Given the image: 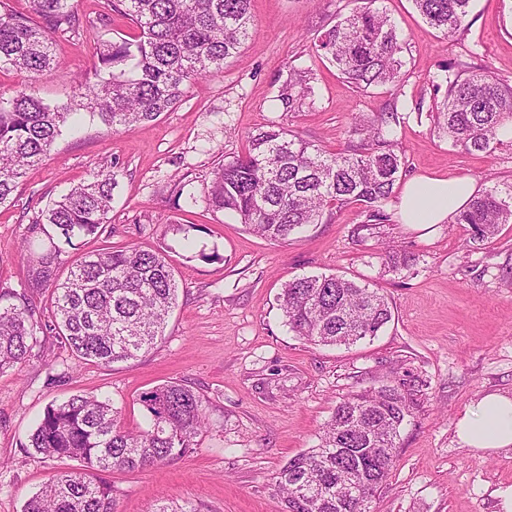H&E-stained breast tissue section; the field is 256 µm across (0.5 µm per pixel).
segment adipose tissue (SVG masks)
Instances as JSON below:
<instances>
[{
	"label": "adipose tissue",
	"mask_w": 512,
	"mask_h": 512,
	"mask_svg": "<svg viewBox=\"0 0 512 512\" xmlns=\"http://www.w3.org/2000/svg\"><path fill=\"white\" fill-rule=\"evenodd\" d=\"M475 194L467 177L419 176L404 187L397 213L404 224H440L461 210ZM456 436L471 450L489 453L512 447V397L488 393L456 422Z\"/></svg>",
	"instance_id": "1"
}]
</instances>
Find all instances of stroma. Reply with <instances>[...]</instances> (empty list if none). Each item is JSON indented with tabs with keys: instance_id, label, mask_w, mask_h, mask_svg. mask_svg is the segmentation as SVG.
<instances>
[{
	"instance_id": "stroma-1",
	"label": "stroma",
	"mask_w": 512,
	"mask_h": 512,
	"mask_svg": "<svg viewBox=\"0 0 512 512\" xmlns=\"http://www.w3.org/2000/svg\"><path fill=\"white\" fill-rule=\"evenodd\" d=\"M76 5L88 28L53 42L59 68L74 75L90 69L100 41L137 32L120 15L103 18L104 0ZM378 6L407 42L403 84L357 92L315 52L314 38L348 16L352 0H251V35L222 70L193 81L171 111L131 131L93 123L62 136L0 206V288L20 292L34 211L99 170L115 171L111 232L82 239L64 266L107 247L164 250L178 284L162 338L138 359L80 361L50 337L21 367L0 372V512H22L69 466L27 446L51 402L103 395L135 428L145 423L141 395L167 382L203 396L208 424L174 461L112 471L115 512H155L163 498L198 512H286L280 469L318 444L337 403L393 375L411 383L413 404L371 512H498L495 492L512 484V447L478 454L459 444L455 423L482 395L512 396V224L470 246L465 225L414 226L393 216L384 240L417 264L391 273L376 250L351 238L363 205L335 209L284 243L249 233L206 203L212 170L243 150L248 132L283 118L304 140L336 151L356 114L392 107L404 178L467 176L480 193L512 183V147L468 154L439 137L430 116L442 99L433 84L448 64L487 67L512 81V0H473L465 31L453 37L430 26L412 0ZM292 66L313 73L315 102L286 118L278 95ZM23 87L52 103L73 95L52 72L33 83L0 72V90ZM178 224L189 233L175 232ZM321 273L381 289L392 319L378 336L324 347L289 331L278 302L283 284ZM57 374L62 382L48 384Z\"/></svg>"
}]
</instances>
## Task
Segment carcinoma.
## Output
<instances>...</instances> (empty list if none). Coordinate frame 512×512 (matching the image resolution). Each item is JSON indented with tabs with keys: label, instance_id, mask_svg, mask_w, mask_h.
<instances>
[{
	"label": "carcinoma",
	"instance_id": "carcinoma-1",
	"mask_svg": "<svg viewBox=\"0 0 512 512\" xmlns=\"http://www.w3.org/2000/svg\"><path fill=\"white\" fill-rule=\"evenodd\" d=\"M251 0H105L128 18L133 39L105 41L91 72L72 77L53 63L56 34L76 35L82 21L74 0H29L30 13L0 10V70L34 80L48 71L72 84L75 100L52 104L24 90L0 92V205L20 179L50 152L62 129L83 110L114 131L157 119L180 101L191 80L224 67L250 30ZM362 5L314 42L315 50L358 91L403 81L406 42L388 15ZM432 26L453 36L465 30L471 0H413ZM447 90L431 115L438 133L470 154L512 145V84L491 71L448 64ZM311 72L289 69L279 95L283 112L314 103ZM396 112L361 116L348 130L345 150L331 152L273 122L250 133L244 150L212 172L206 201L232 212L253 234L273 241L346 204L366 207L353 238L367 244L390 222L384 205L403 174L389 138ZM116 174L102 170L72 186L32 216L24 238L28 289H0V371L33 355L38 334H54L79 359L102 365L126 362L153 348L176 303L174 270L160 250L135 247L84 253L59 276L63 246L105 232ZM468 226L469 243L493 239L512 224V185L493 187L453 215ZM49 246L33 250L40 237ZM392 272L410 267L409 255L386 248ZM51 291L53 319L42 322L28 290ZM280 309L299 338L322 346L352 345L377 335L392 318L377 288L336 275H309L284 284ZM404 380L354 393L336 405L318 447L300 453L279 472L287 512H364L359 495H375L398 455L399 428L410 413ZM147 428L130 432L109 400L73 394L49 405L29 439L47 457L78 462L59 472L24 505L23 512H113L112 484L102 474L135 470L186 454L204 425L203 398L168 382L141 397Z\"/></svg>",
	"mask_w": 512,
	"mask_h": 512
}]
</instances>
